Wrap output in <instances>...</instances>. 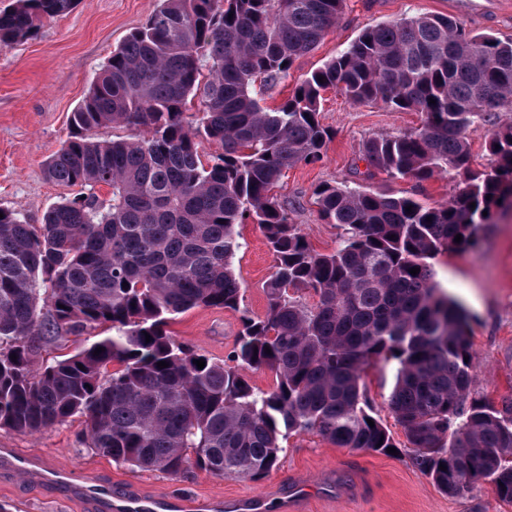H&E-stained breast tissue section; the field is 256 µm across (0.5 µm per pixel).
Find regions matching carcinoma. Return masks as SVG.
Listing matches in <instances>:
<instances>
[{"label":"carcinoma","mask_w":512,"mask_h":512,"mask_svg":"<svg viewBox=\"0 0 512 512\" xmlns=\"http://www.w3.org/2000/svg\"><path fill=\"white\" fill-rule=\"evenodd\" d=\"M74 5L15 0L0 13V48ZM344 8L345 0H160L112 51L46 165L51 180L81 192L41 224L0 208V429L37 433L82 416L86 447L116 464L259 482L290 435L354 450L395 446L366 393L368 371L391 365L389 408L413 465L449 495L484 481L512 502V402L496 410L470 398L469 317L431 263L475 248L512 207V126L492 129L512 104V38L445 15L381 24L277 107L261 105ZM328 89L422 115L414 130L367 140V167L418 182L453 171L459 182L434 206L319 185L314 204L341 233L335 250L318 253L273 189L289 168L323 159L330 133L318 116ZM486 125L488 163L476 171L470 135ZM111 126L138 135L97 137ZM202 140L220 151L201 159ZM97 186L112 189V202ZM248 220L276 261L261 316L244 306L234 267L235 227ZM199 307L239 314L222 362L168 331ZM100 325L112 335L38 361ZM266 369L275 383L261 390L249 374Z\"/></svg>","instance_id":"obj_1"}]
</instances>
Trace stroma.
Instances as JSON below:
<instances>
[{"mask_svg": "<svg viewBox=\"0 0 512 512\" xmlns=\"http://www.w3.org/2000/svg\"><path fill=\"white\" fill-rule=\"evenodd\" d=\"M157 5L158 0H78L70 12L44 21L34 37L0 48V207L22 210L30 223L38 224L49 207L75 195V188L51 181L45 165L69 138L71 115L93 73ZM423 14H444L468 28L512 37V0H346L339 23L294 62L288 81L268 91L267 106L283 102L297 83L340 54L363 30ZM319 120L332 134L323 161L289 169L275 189L315 251H333L339 238L338 228L321 219L312 200L319 184L354 182L430 205L453 193L456 180L448 172L420 183L393 180L382 172L368 179L355 169L367 139L417 127L419 113L395 111L380 102L356 104L329 90ZM237 230L243 247L235 272L244 288L245 307L260 316L275 256L258 225L241 224ZM433 266L443 292L470 314L472 393L503 408L512 401V210L497 214L480 250L439 255ZM240 328L238 314L206 307L190 310L169 325L178 341L216 361L232 349ZM393 383L389 367L370 372L366 380L374 412L391 431L397 454L339 448L316 434L294 435L284 441L277 467L259 482L198 470L171 476L116 465L80 444L85 428L80 417L35 434L2 429L0 446L32 449L41 452L47 465L67 464L148 494L273 497L299 484L301 512H512V503L499 499L488 483L451 496L413 465L388 406ZM332 473L341 484L333 493L324 481ZM0 504L10 506L11 512H85L84 504L66 491L8 473H0Z\"/></svg>", "mask_w": 512, "mask_h": 512, "instance_id": "stroma-1", "label": "stroma"}]
</instances>
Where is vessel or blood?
I'll use <instances>...</instances> for the list:
<instances>
[{
	"mask_svg": "<svg viewBox=\"0 0 512 512\" xmlns=\"http://www.w3.org/2000/svg\"><path fill=\"white\" fill-rule=\"evenodd\" d=\"M0 469L64 489L72 497L89 501L95 512H267L265 499L258 496L194 499L146 494L135 488L115 491L70 467H48L41 453L19 448H0Z\"/></svg>",
	"mask_w": 512,
	"mask_h": 512,
	"instance_id": "obj_1",
	"label": "vessel or blood"
}]
</instances>
